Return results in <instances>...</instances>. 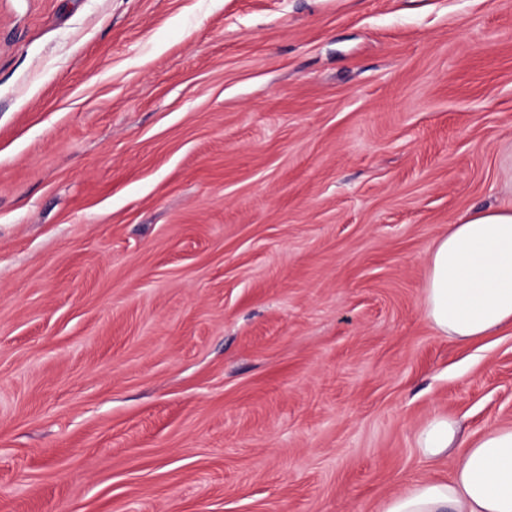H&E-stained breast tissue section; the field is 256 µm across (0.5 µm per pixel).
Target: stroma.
I'll return each instance as SVG.
<instances>
[{
	"instance_id": "35a3bbf8",
	"label": "stroma",
	"mask_w": 512,
	"mask_h": 512,
	"mask_svg": "<svg viewBox=\"0 0 512 512\" xmlns=\"http://www.w3.org/2000/svg\"><path fill=\"white\" fill-rule=\"evenodd\" d=\"M512 205V0H0V512H380L512 426L427 321ZM458 432L457 422L448 416L429 420L416 435L418 455L427 462H436L448 456Z\"/></svg>"
}]
</instances>
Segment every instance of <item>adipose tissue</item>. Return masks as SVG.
Listing matches in <instances>:
<instances>
[{"label": "adipose tissue", "mask_w": 512, "mask_h": 512, "mask_svg": "<svg viewBox=\"0 0 512 512\" xmlns=\"http://www.w3.org/2000/svg\"><path fill=\"white\" fill-rule=\"evenodd\" d=\"M422 293L432 327L458 343L512 324V207L475 210L449 225L429 250ZM458 432L445 416L419 429L420 458L452 457V474L411 484L381 512H512V427L487 431L455 454Z\"/></svg>", "instance_id": "obj_1"}]
</instances>
